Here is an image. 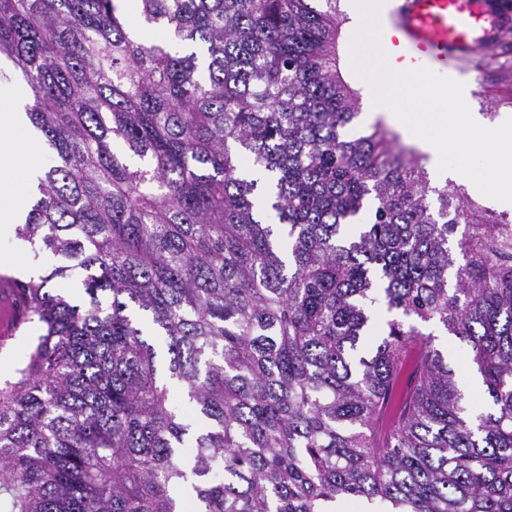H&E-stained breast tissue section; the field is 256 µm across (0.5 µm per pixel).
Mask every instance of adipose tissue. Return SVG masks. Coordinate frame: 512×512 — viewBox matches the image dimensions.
<instances>
[{
    "instance_id": "ef3b65f1",
    "label": "adipose tissue",
    "mask_w": 512,
    "mask_h": 512,
    "mask_svg": "<svg viewBox=\"0 0 512 512\" xmlns=\"http://www.w3.org/2000/svg\"><path fill=\"white\" fill-rule=\"evenodd\" d=\"M28 96L24 86H0V101L7 111L0 113V236L11 234L23 205L14 196L17 183L36 170L39 141L30 135L23 112Z\"/></svg>"
}]
</instances>
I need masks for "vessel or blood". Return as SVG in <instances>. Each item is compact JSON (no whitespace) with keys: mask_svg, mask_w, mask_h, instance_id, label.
Segmentation results:
<instances>
[{"mask_svg":"<svg viewBox=\"0 0 512 512\" xmlns=\"http://www.w3.org/2000/svg\"><path fill=\"white\" fill-rule=\"evenodd\" d=\"M510 29L512 0H401L389 36L393 64L399 70L427 67L441 76L452 74ZM26 323L14 284L0 281V348Z\"/></svg>","mask_w":512,"mask_h":512,"instance_id":"obj_1","label":"vessel or blood"}]
</instances>
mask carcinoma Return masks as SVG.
Masks as SVG:
<instances>
[{"label":"carcinoma","mask_w":512,"mask_h":512,"mask_svg":"<svg viewBox=\"0 0 512 512\" xmlns=\"http://www.w3.org/2000/svg\"><path fill=\"white\" fill-rule=\"evenodd\" d=\"M338 5L0 0L50 147L16 234L51 257L15 281L0 512H512V223L345 133ZM1 325L0 348H6L15 334L26 325V309L21 303L12 282L0 281ZM41 333L37 325H26L19 333L12 348L0 355V382L12 380L16 369L27 353L28 342Z\"/></svg>","instance_id":"1"}]
</instances>
